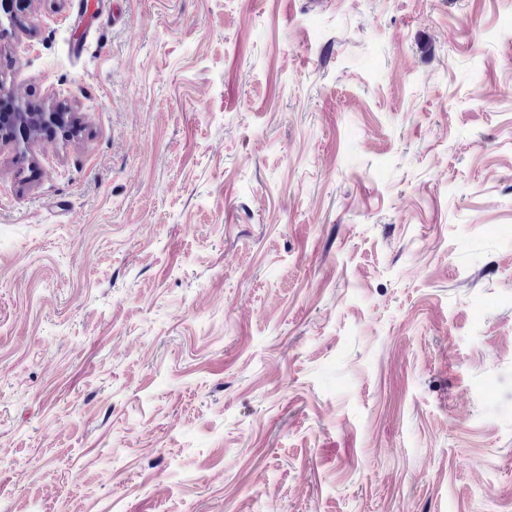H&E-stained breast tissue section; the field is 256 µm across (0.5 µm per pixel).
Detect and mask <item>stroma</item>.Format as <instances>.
Returning a JSON list of instances; mask_svg holds the SVG:
<instances>
[{
	"instance_id": "stroma-1",
	"label": "stroma",
	"mask_w": 512,
	"mask_h": 512,
	"mask_svg": "<svg viewBox=\"0 0 512 512\" xmlns=\"http://www.w3.org/2000/svg\"><path fill=\"white\" fill-rule=\"evenodd\" d=\"M17 0L0 512H512V0ZM16 112H26V116H33L38 121L48 125L54 124L57 126H62L61 117L67 115L68 113H60L59 111L51 108V107H42L40 109H34L32 107H23L16 103L15 107L9 110L8 112H4L3 110L0 113V138L1 142L8 141L9 139H13L15 135L19 134L25 136L26 133L23 131L21 134L16 132L15 134L5 130V124L12 118Z\"/></svg>"
}]
</instances>
